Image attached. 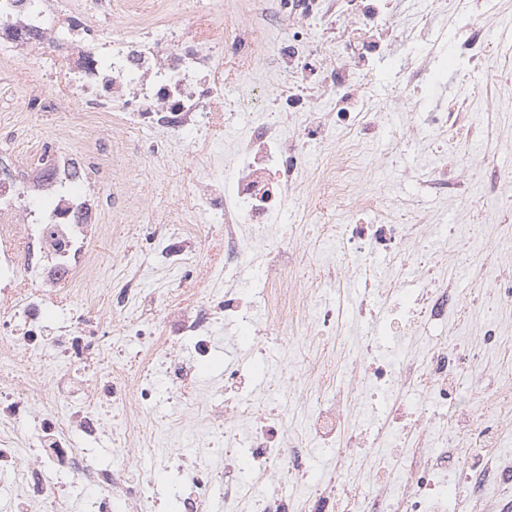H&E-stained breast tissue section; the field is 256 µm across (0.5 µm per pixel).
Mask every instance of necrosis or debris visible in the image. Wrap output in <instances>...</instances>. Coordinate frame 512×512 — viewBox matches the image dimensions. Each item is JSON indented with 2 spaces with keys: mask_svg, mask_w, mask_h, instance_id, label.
<instances>
[{
  "mask_svg": "<svg viewBox=\"0 0 512 512\" xmlns=\"http://www.w3.org/2000/svg\"><path fill=\"white\" fill-rule=\"evenodd\" d=\"M485 4L433 0L410 27L398 0H252L246 22H190L91 47L86 18L67 0H0V43L29 59L55 57L42 77L52 97L33 95L30 111H61L67 124L89 128L117 112L132 126L196 132L205 180L190 210L214 216L219 239L217 258L195 264L178 243L155 237V251L193 267L197 285L181 289L170 322L115 323L130 303L157 300L126 283L105 312L89 287L101 234L92 224L103 206L97 185L112 168L107 140L90 135L94 164L79 152L0 149V470L14 477L17 512H58L63 493L45 480L49 469L92 493L91 512H114L119 501L128 512H159L136 457L155 454L157 434L174 442L187 430L195 447L160 460L182 475V512H209L218 499L224 512H512V453L500 445L512 430V225L477 228L468 206L475 186L511 187L512 170L461 153L480 139L472 100H450L423 128L408 115L389 122L364 79L409 32L404 87L419 90L436 19L452 14L461 19L454 56L493 83ZM240 123L242 139L216 145L217 131ZM429 134L435 165L395 176L462 204L459 223H405L389 212L385 187L352 191L374 144L384 146V165ZM36 196L49 201L40 214L30 207ZM291 206L321 216L332 209L340 220L322 225L318 241L298 239L294 226L284 240L275 222ZM470 256L495 260L487 297L457 287ZM247 267L259 288L235 287ZM59 305L63 317L50 319ZM262 313L270 334L256 337L252 352L276 361L286 389L261 397L229 369L217 391L223 404L200 402L195 367L212 357L218 326L249 327ZM465 314L479 320L477 335L426 336ZM379 323L398 338L391 353L369 334ZM298 328L307 347H284ZM63 372L80 376V387L64 390ZM471 374L485 379L493 413L468 402ZM163 388L177 409L160 427L150 409ZM416 390L425 400H412ZM442 407L450 417L440 418ZM111 424L134 456L121 468L89 454ZM316 449L332 459L318 478L308 469ZM243 455L248 481L237 469ZM291 482L306 493L284 497Z\"/></svg>",
  "mask_w": 512,
  "mask_h": 512,
  "instance_id": "necrosis-or-debris-1",
  "label": "necrosis or debris"
}]
</instances>
